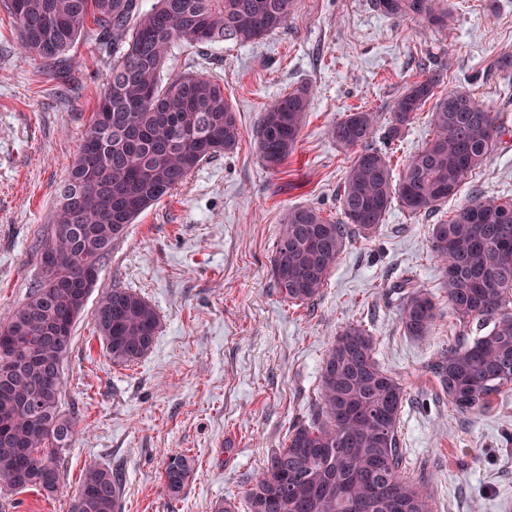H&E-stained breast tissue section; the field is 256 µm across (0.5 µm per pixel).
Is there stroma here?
I'll return each instance as SVG.
<instances>
[{
	"label": "stroma",
	"instance_id": "35a3bbf8",
	"mask_svg": "<svg viewBox=\"0 0 512 512\" xmlns=\"http://www.w3.org/2000/svg\"><path fill=\"white\" fill-rule=\"evenodd\" d=\"M447 28L396 21L370 0H301L287 27L255 43L215 48L212 59L176 48L165 72L195 71L224 84L240 138L204 161L128 225L103 261L89 304L129 288L159 317L150 351L113 365L91 314L75 324L63 361L62 409L76 422L53 498L26 490L0 497V512H68L87 465L120 469V512H245L244 483L294 424L316 409L321 362L337 334L362 322L382 369L403 385L400 427L414 468L432 473L437 512H512V390L469 414L451 411L429 370L462 334L449 316L443 273L428 245L433 224L474 197L512 196V0H450ZM0 8V321L38 281L35 244L51 227L112 60L92 37L68 56L67 79L43 71L16 47ZM430 67L445 88L470 92L509 128L486 162L433 214L392 206L370 236L349 242L312 304L285 302L270 260L286 210L310 205L337 221L338 190L353 155L328 135L356 110L375 112L374 144L394 171L432 135L423 107L401 138L385 131L397 97ZM310 110L293 153L267 169L256 144L265 107L298 87ZM429 293L440 312L428 336L404 333L402 283ZM183 452L191 476L178 499L164 492L169 454Z\"/></svg>",
	"mask_w": 512,
	"mask_h": 512
}]
</instances>
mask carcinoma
Wrapping results in <instances>:
<instances>
[{
  "mask_svg": "<svg viewBox=\"0 0 512 512\" xmlns=\"http://www.w3.org/2000/svg\"><path fill=\"white\" fill-rule=\"evenodd\" d=\"M394 20L423 17L444 27L441 0H370ZM23 52L49 72L67 60L77 40L91 35L112 67L86 135L102 113L98 151L80 147L60 186L50 232L36 246L60 274L41 272L20 306L0 325V489L57 492L59 454L75 435L60 412L62 361L92 289L87 265L101 266L129 224L180 186L203 161L235 149L237 112L224 85L183 72L162 76L177 46L201 50L244 45L285 28L299 0H4ZM438 70L423 72L398 97L386 138L395 140L430 100L433 135L403 164L399 177L387 153L373 146L376 114L357 110L328 134L356 151L338 203L342 221L312 206L289 209L270 261L271 278L292 304L317 300L354 234L368 236L393 203L412 215L430 214L453 196L506 133L499 117L469 93L450 90ZM310 107L309 90L278 95L256 132L264 164L276 170L292 154ZM94 182H85L87 167ZM430 249L443 272L448 312L461 325L486 330L441 351L430 370L458 414L485 407L512 387V197H475L432 225ZM438 316L421 290L405 294L400 321L407 335L426 337ZM98 339L117 366L151 349L158 316L129 288H112L93 311ZM406 392L375 357L374 337L361 322L346 326L323 359L319 405L311 422L292 427L288 443L272 452L245 490L247 512H434L428 478L404 475L398 422ZM190 477L185 455L172 453L163 472L169 498ZM122 473L89 465L69 512H119Z\"/></svg>",
  "mask_w": 512,
  "mask_h": 512,
  "instance_id": "1",
  "label": "carcinoma"
}]
</instances>
